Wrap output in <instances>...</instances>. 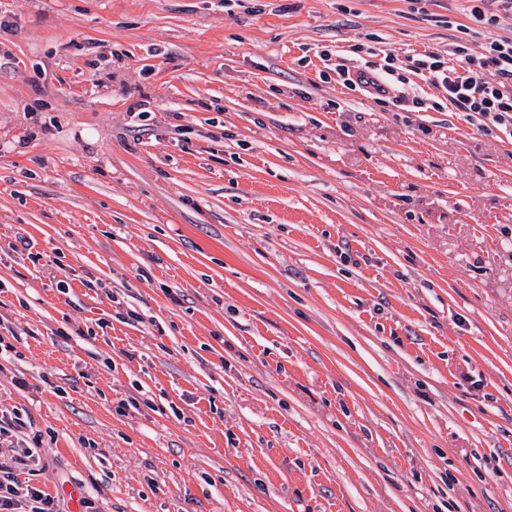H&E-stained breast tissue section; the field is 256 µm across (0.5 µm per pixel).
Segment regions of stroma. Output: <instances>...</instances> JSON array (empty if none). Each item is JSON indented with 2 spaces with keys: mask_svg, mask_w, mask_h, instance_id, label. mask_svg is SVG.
I'll return each mask as SVG.
<instances>
[{
  "mask_svg": "<svg viewBox=\"0 0 512 512\" xmlns=\"http://www.w3.org/2000/svg\"><path fill=\"white\" fill-rule=\"evenodd\" d=\"M470 8L0 0L20 481L62 512H512V137L322 59L479 52ZM336 63V68L329 69L336 73V77L351 90L367 92L372 98L382 104H391L394 107L407 106L410 97L405 94V89L396 85L393 81L382 82L371 66H347L345 63ZM351 69H356L351 73Z\"/></svg>",
  "mask_w": 512,
  "mask_h": 512,
  "instance_id": "stroma-1",
  "label": "stroma"
}]
</instances>
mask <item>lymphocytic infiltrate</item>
<instances>
[{"mask_svg": "<svg viewBox=\"0 0 512 512\" xmlns=\"http://www.w3.org/2000/svg\"><path fill=\"white\" fill-rule=\"evenodd\" d=\"M475 21L491 33L483 50L471 54L463 47L425 50L410 58V71L438 89L449 107L459 112L491 120L512 136V37L497 34L501 18H512V0H475L470 10ZM395 80H380L371 67L350 69L338 63L335 73L351 90L368 93L382 104L423 107L420 97H408L405 80L393 56L385 58ZM0 512H58L54 498L35 486H21L11 463L0 461Z\"/></svg>", "mask_w": 512, "mask_h": 512, "instance_id": "obj_1", "label": "lymphocytic infiltrate"}]
</instances>
